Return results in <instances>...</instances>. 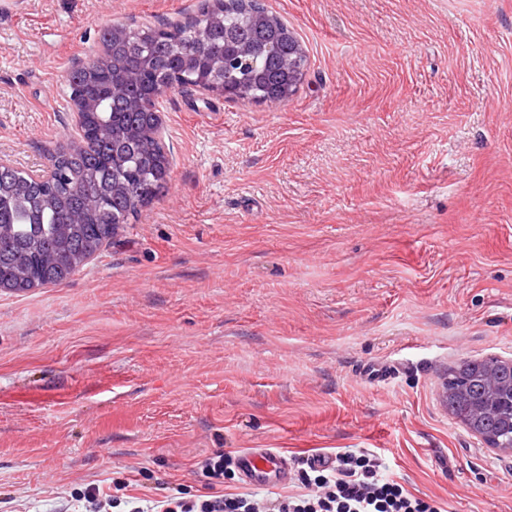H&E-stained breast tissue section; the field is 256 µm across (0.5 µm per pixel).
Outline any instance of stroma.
Here are the masks:
<instances>
[{
	"label": "stroma",
	"mask_w": 512,
	"mask_h": 512,
	"mask_svg": "<svg viewBox=\"0 0 512 512\" xmlns=\"http://www.w3.org/2000/svg\"><path fill=\"white\" fill-rule=\"evenodd\" d=\"M199 2L17 0L0 155L49 169L102 30ZM261 3L296 93L168 92L167 190L68 283L0 291V512L199 495L246 448L365 449L445 512H512V457L440 404L449 367L512 361V0Z\"/></svg>",
	"instance_id": "1"
}]
</instances>
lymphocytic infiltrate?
Wrapping results in <instances>:
<instances>
[{"mask_svg": "<svg viewBox=\"0 0 512 512\" xmlns=\"http://www.w3.org/2000/svg\"><path fill=\"white\" fill-rule=\"evenodd\" d=\"M234 464L221 451L196 462L205 492L190 497L120 499L90 484L76 492L72 512H443L437 500L413 495L386 475L381 456L362 450L337 451L328 468L297 459L298 493L276 498L223 492L224 472Z\"/></svg>", "mask_w": 512, "mask_h": 512, "instance_id": "lymphocytic-infiltrate-1", "label": "lymphocytic infiltrate"}]
</instances>
